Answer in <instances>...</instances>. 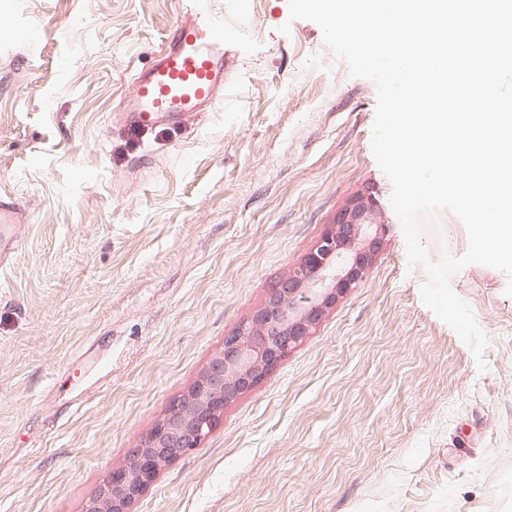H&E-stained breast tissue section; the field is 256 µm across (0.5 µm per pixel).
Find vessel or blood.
<instances>
[{
	"label": "vessel or blood",
	"instance_id": "obj_1",
	"mask_svg": "<svg viewBox=\"0 0 512 512\" xmlns=\"http://www.w3.org/2000/svg\"><path fill=\"white\" fill-rule=\"evenodd\" d=\"M207 0H183L185 16L158 60L136 74L132 105L125 118L140 126L173 123L203 112L224 92V21L206 8ZM24 211L0 198V235L13 249L22 240L15 231Z\"/></svg>",
	"mask_w": 512,
	"mask_h": 512
}]
</instances>
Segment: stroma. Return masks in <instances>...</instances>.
<instances>
[{
    "mask_svg": "<svg viewBox=\"0 0 512 512\" xmlns=\"http://www.w3.org/2000/svg\"><path fill=\"white\" fill-rule=\"evenodd\" d=\"M209 7L223 98L142 127L121 114L180 0H0V197L27 241L0 265V512H86L359 195L382 224L365 278L130 510L512 512V280L451 279L488 338L479 370L421 299L374 82L288 0ZM420 225L431 260L466 252L450 212Z\"/></svg>",
    "mask_w": 512,
    "mask_h": 512,
    "instance_id": "1",
    "label": "stroma"
}]
</instances>
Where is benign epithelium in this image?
<instances>
[{"mask_svg": "<svg viewBox=\"0 0 512 512\" xmlns=\"http://www.w3.org/2000/svg\"><path fill=\"white\" fill-rule=\"evenodd\" d=\"M372 203L359 197L301 262L280 279L244 325L224 336L198 379L132 450L86 512H129L159 471L198 447L224 408L271 373L336 301L361 282L381 246Z\"/></svg>", "mask_w": 512, "mask_h": 512, "instance_id": "7a95c632", "label": "benign epithelium"}]
</instances>
